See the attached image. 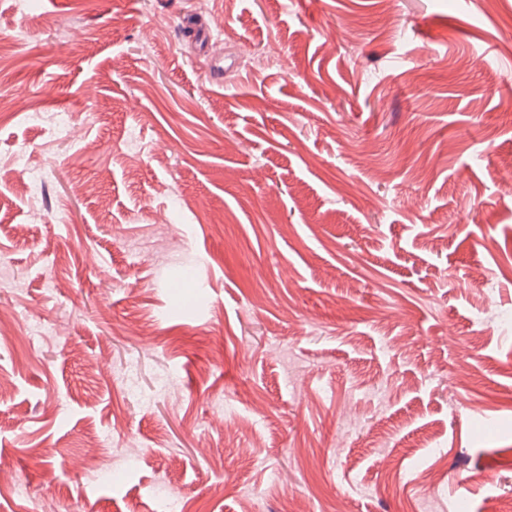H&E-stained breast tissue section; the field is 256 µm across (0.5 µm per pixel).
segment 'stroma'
Listing matches in <instances>:
<instances>
[{"instance_id":"35a3bbf8","label":"stroma","mask_w":512,"mask_h":512,"mask_svg":"<svg viewBox=\"0 0 512 512\" xmlns=\"http://www.w3.org/2000/svg\"><path fill=\"white\" fill-rule=\"evenodd\" d=\"M0 101V512H512V0H0Z\"/></svg>"}]
</instances>
